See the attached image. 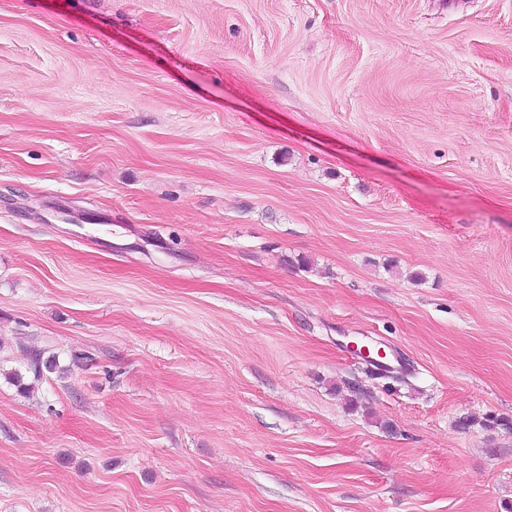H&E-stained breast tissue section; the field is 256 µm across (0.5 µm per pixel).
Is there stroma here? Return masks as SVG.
<instances>
[{"instance_id":"obj_1","label":"stroma","mask_w":512,"mask_h":512,"mask_svg":"<svg viewBox=\"0 0 512 512\" xmlns=\"http://www.w3.org/2000/svg\"><path fill=\"white\" fill-rule=\"evenodd\" d=\"M0 512H512V0H0Z\"/></svg>"}]
</instances>
